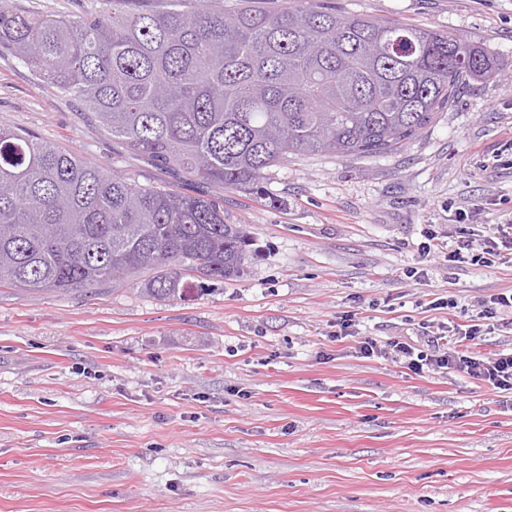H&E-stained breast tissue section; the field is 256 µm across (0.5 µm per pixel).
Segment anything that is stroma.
<instances>
[{
  "label": "stroma",
  "instance_id": "stroma-1",
  "mask_svg": "<svg viewBox=\"0 0 512 512\" xmlns=\"http://www.w3.org/2000/svg\"><path fill=\"white\" fill-rule=\"evenodd\" d=\"M318 2L461 37L497 72L392 153L300 156L257 192L206 190L255 240L240 279L184 302L0 283V512H512V393L359 352L512 293V261L447 259L461 230L512 218V0ZM1 122L204 191L7 54ZM344 315L354 333L338 339Z\"/></svg>",
  "mask_w": 512,
  "mask_h": 512
}]
</instances>
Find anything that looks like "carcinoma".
<instances>
[{"label":"carcinoma","instance_id":"carcinoma-1","mask_svg":"<svg viewBox=\"0 0 512 512\" xmlns=\"http://www.w3.org/2000/svg\"><path fill=\"white\" fill-rule=\"evenodd\" d=\"M3 51L128 153L238 192L292 156L391 153L459 87L493 75L489 55L459 37L306 0H100L76 19L0 0ZM251 246L204 195L122 178L0 125V281L44 293L137 279L182 301L193 285L242 277Z\"/></svg>","mask_w":512,"mask_h":512}]
</instances>
